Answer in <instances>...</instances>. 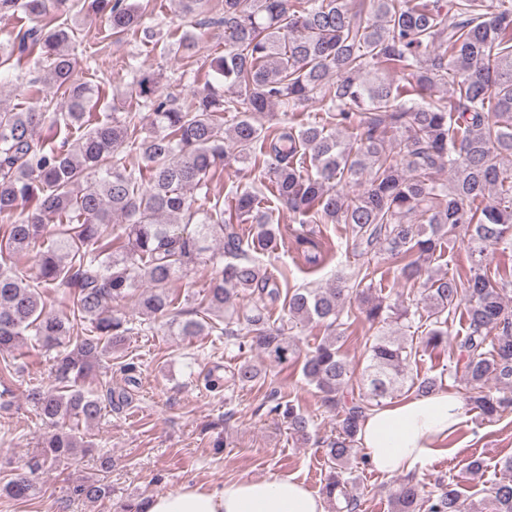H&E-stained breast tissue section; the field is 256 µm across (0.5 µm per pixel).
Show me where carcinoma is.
<instances>
[{"instance_id": "carcinoma-1", "label": "carcinoma", "mask_w": 512, "mask_h": 512, "mask_svg": "<svg viewBox=\"0 0 512 512\" xmlns=\"http://www.w3.org/2000/svg\"><path fill=\"white\" fill-rule=\"evenodd\" d=\"M367 4L224 0V54L209 61L204 87L187 103L177 102L161 74L128 72L127 98L148 112L153 127L142 137L132 116L94 111L110 81L74 78L68 0H0V14L20 11L29 20L0 39V73L17 71L36 50L67 97L65 112L50 111L40 97L20 112L0 99V354L29 336L58 349L56 385L26 394L51 431L27 461L29 475L1 486V495L34 496L35 475L84 447L61 423L71 416L92 422L102 400H112V389L102 399L84 385L132 332L118 302L135 299L140 314L182 336L205 330L202 318H169L175 302L168 285L198 263L219 268L201 308L230 312L224 335L235 337L239 350L257 349L274 366L298 360L296 341L269 322L267 306L280 300L290 323L325 327L327 336L305 354L303 374L336 412V437L325 452L336 470L325 486L335 509L342 501L346 512L358 507L344 474L360 451L368 412L398 392L443 389L436 376L407 375L419 350L448 351V372L462 371L471 387L469 410L491 420L512 409V267L493 276L486 269L488 250H512V0ZM87 13L104 17L117 38L153 39L144 9L129 0H87ZM391 72L411 80L395 84ZM440 84L449 85L448 96L435 94ZM275 106L282 117L266 128L261 118ZM305 112L324 117L297 120ZM74 127L83 130L74 144L67 135L59 142L40 136L44 128L59 134ZM227 141L252 178L232 187L227 208L205 210L192 191L224 167ZM359 178L365 188L352 198L332 185ZM272 202L300 224L311 217L346 225V254L383 251L402 279L422 283L428 325L421 341L369 336L367 364L355 377L336 334L351 317L350 292L368 283L361 293L373 324L408 318L406 298L397 307L369 295L376 276H385L369 263L354 267L350 285L281 290L258 260L278 234ZM248 223L255 229L246 239L240 225ZM41 240L47 246L36 276L17 272L9 260ZM458 241L470 252L469 275L434 271L437 255ZM216 242L222 249L212 247ZM49 290L69 311L48 308ZM240 295L248 306L230 308ZM458 312L464 334L450 348ZM82 323L85 332L73 337ZM258 377L245 361L233 381L246 386ZM490 382L495 395L484 393ZM269 413L286 419L295 435H309V420L294 405L273 398ZM74 492L90 501L112 496L101 480ZM394 503L396 512H512V479L492 484L479 503L456 483L424 494L408 479Z\"/></svg>"}]
</instances>
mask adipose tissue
I'll list each match as a JSON object with an SVG mask.
<instances>
[{
	"label": "adipose tissue",
	"mask_w": 512,
	"mask_h": 512,
	"mask_svg": "<svg viewBox=\"0 0 512 512\" xmlns=\"http://www.w3.org/2000/svg\"><path fill=\"white\" fill-rule=\"evenodd\" d=\"M465 414L463 402L454 394L412 396L371 410L361 427V446L377 471L410 472L425 463ZM142 508L144 512H326L318 495L282 476L214 487L187 484L148 496Z\"/></svg>",
	"instance_id": "1"
}]
</instances>
